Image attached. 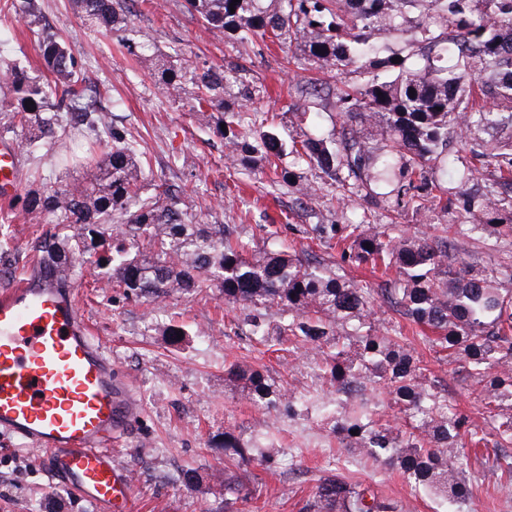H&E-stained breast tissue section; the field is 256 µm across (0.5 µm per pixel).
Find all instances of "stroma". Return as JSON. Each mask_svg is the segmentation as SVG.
Listing matches in <instances>:
<instances>
[{
  "instance_id": "35a3bbf8",
  "label": "stroma",
  "mask_w": 512,
  "mask_h": 512,
  "mask_svg": "<svg viewBox=\"0 0 512 512\" xmlns=\"http://www.w3.org/2000/svg\"><path fill=\"white\" fill-rule=\"evenodd\" d=\"M42 13L81 60L87 84L100 111L113 126L131 133L144 152L147 186L165 183L183 206L203 224H233L252 237L257 251H293L311 246L316 260L335 264L347 281H369L381 287L384 276L368 267L340 263L336 252L314 239L318 224L363 222L365 229L385 223L384 211L359 196L322 195L304 209L297 186H271L261 167L245 170L234 164L224 141L214 131L219 111L194 108L191 100L160 96L150 58L132 59L126 38L145 37L162 52L178 51L187 68L221 67L237 62L251 69L265 88L262 109L274 118L281 134L299 139L331 136L336 112L299 121L290 107L297 87L309 75L303 65L289 64L278 48L262 42L229 44L212 37L184 7V0H135L126 34L90 32L72 0H39ZM21 159L19 190L40 181L66 182L78 170L56 169L53 147L17 142ZM0 289L11 287L38 258L36 248L53 231L32 221L14 201L0 200ZM490 223L481 238L458 237L455 248L470 256L479 271L489 265L512 268V245ZM79 305L94 334L110 355L120 377L132 389L142 414L116 447L118 463L133 483L137 512H300L320 481L334 474L372 483L395 501H412L415 512H447L448 506L425 489L412 486L400 470L352 455L338 447L326 418L344 396L319 377L314 351H297L288 341L263 346L249 341V328L239 311L227 308L214 292L175 294L158 302L125 299L122 289L108 285L99 269L85 263L77 276ZM379 329L403 327L433 377L442 381L459 409L478 416L481 395L476 384L452 374L445 354L422 338L418 326L386 305L370 317ZM183 326V341L171 342L168 325ZM246 361L313 400L311 408L288 415L284 406L260 408L240 396L238 383L224 368ZM233 432L249 446L274 455L266 468L258 460L230 461L224 456V434ZM479 472V487L463 512H512V485L483 470L479 458L469 460ZM246 480L250 495L239 500L227 484ZM99 512L97 506L57 483L43 454L17 449L0 435V512Z\"/></svg>"
}]
</instances>
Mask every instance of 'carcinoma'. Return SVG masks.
Listing matches in <instances>:
<instances>
[{"label": "carcinoma", "instance_id": "carcinoma-1", "mask_svg": "<svg viewBox=\"0 0 512 512\" xmlns=\"http://www.w3.org/2000/svg\"><path fill=\"white\" fill-rule=\"evenodd\" d=\"M129 0H74L85 24L114 33L127 27ZM190 14L213 36L230 43L268 39L289 59L304 61L309 77L298 92L315 100L336 99L335 136L292 141L293 166L279 131L259 107L260 87L241 65L202 73L177 66L155 52L152 72L159 92L188 97L198 107L221 111L216 132L237 164L262 161L289 184L304 168L318 169L342 197L378 187V203L400 216L419 213L424 201L448 214L460 209L465 224H437L419 235L387 224L367 233L359 224L335 225L343 263L394 272L383 300L411 323L431 331V342L448 363L478 383L484 394L485 428L457 411L426 375L403 330L378 335L369 323L374 289L340 279L330 268L298 257L257 252L233 236L227 224H196L175 197L155 188L141 193L143 164L127 134L112 126L80 91V66L70 47L44 26L37 0H5L35 36L46 73L0 60V105L12 112L8 129L29 145L51 141L68 165L67 143L77 132L112 139V149H92L81 178L42 185L21 197L26 213L54 225L44 242L47 263L69 272L87 259L105 271L128 299H162L174 293L218 291L245 311L251 338L268 340L265 312L288 314L280 335L298 349L322 352L326 384L352 400L329 417L331 430L352 453L400 468L417 487L458 505L474 495L478 479L467 473L466 447L492 448V465L512 482V292L497 287L501 272L473 275L462 257L448 256V242L478 236L491 215H512V142L492 145L485 136L512 132V0H185ZM235 12H230V9ZM381 30L407 36V53L373 42ZM401 58L394 63L392 59ZM354 74L361 83L338 89L323 75ZM31 101L33 105L26 106ZM453 168L461 184L485 180V203L471 204L433 174ZM99 239H94V236ZM145 252H133L139 244ZM244 384L256 405L297 398L269 382L252 364L225 369ZM369 381L388 390L407 413L405 427L381 425L364 401ZM224 456L242 461L252 449L224 432ZM381 498L370 483L326 478L302 512H407Z\"/></svg>", "mask_w": 512, "mask_h": 512}]
</instances>
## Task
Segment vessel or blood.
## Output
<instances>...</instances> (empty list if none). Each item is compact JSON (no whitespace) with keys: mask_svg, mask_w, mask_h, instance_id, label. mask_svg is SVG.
<instances>
[{"mask_svg":"<svg viewBox=\"0 0 512 512\" xmlns=\"http://www.w3.org/2000/svg\"><path fill=\"white\" fill-rule=\"evenodd\" d=\"M20 158L0 140V196L16 192ZM57 269L0 292V433L49 454L53 476L101 512H135L116 461L140 407L92 336L75 287Z\"/></svg>","mask_w":512,"mask_h":512,"instance_id":"obj_1","label":"vessel or blood"}]
</instances>
